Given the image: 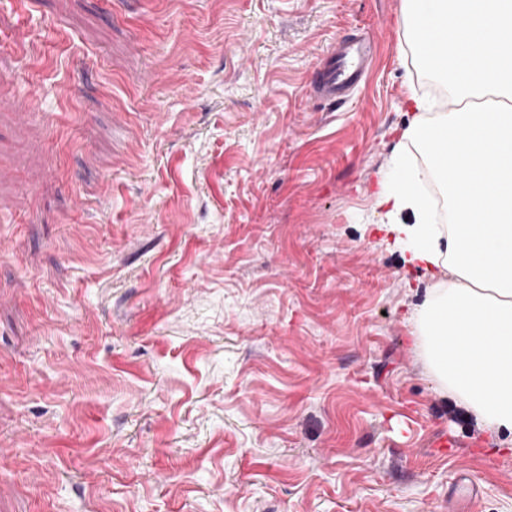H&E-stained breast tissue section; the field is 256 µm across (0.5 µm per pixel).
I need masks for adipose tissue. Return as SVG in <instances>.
I'll use <instances>...</instances> for the list:
<instances>
[{"instance_id":"adipose-tissue-1","label":"adipose tissue","mask_w":512,"mask_h":512,"mask_svg":"<svg viewBox=\"0 0 512 512\" xmlns=\"http://www.w3.org/2000/svg\"><path fill=\"white\" fill-rule=\"evenodd\" d=\"M407 51L454 106L410 94L372 194L377 229L438 286L408 320L435 388L512 448V0H403ZM417 149L420 160H410ZM439 186L436 223L426 185Z\"/></svg>"}]
</instances>
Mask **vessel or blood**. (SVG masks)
<instances>
[{"label": "vessel or blood", "mask_w": 512, "mask_h": 512, "mask_svg": "<svg viewBox=\"0 0 512 512\" xmlns=\"http://www.w3.org/2000/svg\"><path fill=\"white\" fill-rule=\"evenodd\" d=\"M373 58V47L353 37L338 43L328 62L315 76L314 93L330 103L349 100L358 89Z\"/></svg>", "instance_id": "b4317fda"}]
</instances>
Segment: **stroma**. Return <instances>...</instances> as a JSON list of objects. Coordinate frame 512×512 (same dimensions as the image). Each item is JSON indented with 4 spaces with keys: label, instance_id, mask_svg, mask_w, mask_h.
<instances>
[{
    "label": "stroma",
    "instance_id": "35a3bbf8",
    "mask_svg": "<svg viewBox=\"0 0 512 512\" xmlns=\"http://www.w3.org/2000/svg\"><path fill=\"white\" fill-rule=\"evenodd\" d=\"M402 0H0V512H512L369 196ZM375 48L345 104L336 41ZM372 58V45L362 39L338 43L328 62L316 71L315 96L333 104L349 100L361 86Z\"/></svg>",
    "mask_w": 512,
    "mask_h": 512
}]
</instances>
